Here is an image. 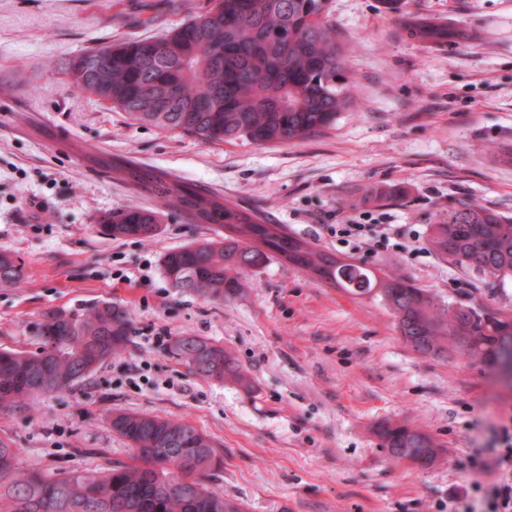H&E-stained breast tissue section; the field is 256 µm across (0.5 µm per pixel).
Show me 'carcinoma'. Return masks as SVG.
I'll list each match as a JSON object with an SVG mask.
<instances>
[{
    "mask_svg": "<svg viewBox=\"0 0 512 512\" xmlns=\"http://www.w3.org/2000/svg\"><path fill=\"white\" fill-rule=\"evenodd\" d=\"M213 6L160 39L106 43L74 57L67 76L74 88L107 100L131 120L206 140L276 146L303 141L332 127L350 106L343 51L329 19L328 0H212ZM403 26L425 46L448 42V25L418 16ZM165 51L155 52L157 43ZM105 67L102 76L77 75L84 59ZM165 95L168 111L148 102ZM94 166L121 175L138 193L176 208L194 224H217L224 235L166 253L163 272L173 287L205 299H227L244 288L242 275L275 259L312 278L359 295L372 292L367 265H336V255L288 234L281 224L129 159L88 153ZM111 237H151L158 213L128 208L99 220ZM431 249L472 265L500 282L512 280V217L462 201L429 227ZM23 269L0 250V288L20 284ZM378 297L399 334L423 356L452 349L486 367L512 357V314L466 301L438 302L402 276L383 275ZM128 311L110 301L81 314L51 311L38 330L35 351L0 350V409L32 406L68 390L123 352L130 341ZM171 353L198 376L246 387L248 378L219 342L178 336ZM111 428L131 446L135 463L114 461L104 470H23L17 450L0 445V512H240L213 491L209 479L224 469V449L193 425L151 415L112 414ZM394 459L439 453L426 431L395 421L375 429Z\"/></svg>",
    "mask_w": 512,
    "mask_h": 512,
    "instance_id": "cac0c4a2",
    "label": "carcinoma"
}]
</instances>
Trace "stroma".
<instances>
[{"label": "stroma", "mask_w": 512, "mask_h": 512, "mask_svg": "<svg viewBox=\"0 0 512 512\" xmlns=\"http://www.w3.org/2000/svg\"><path fill=\"white\" fill-rule=\"evenodd\" d=\"M209 0H0V250L23 266L0 288V348L32 351L47 312L124 306L130 342L74 389L0 410V444L24 467L95 469L131 461L110 427L126 411L191 423L224 450L211 486L241 512H453L480 502L492 476L512 386L482 365L426 357L400 336L374 294L358 295L277 261L245 272L244 291L207 301L172 288L170 250L215 237L175 208L91 167L71 149L135 160L245 207L321 249L403 275L437 297L512 312L499 284L432 251L430 224L461 201L512 216V0H330L346 49L354 105L303 141L261 146L207 141L132 121L77 92L68 62L93 46L157 37ZM459 30L424 47L402 13ZM158 211L150 238L99 234L104 214ZM398 224L401 237L367 250L339 224ZM223 343L250 388L194 375L169 341ZM415 425L442 446L421 469L389 458L384 420Z\"/></svg>", "instance_id": "stroma-1"}]
</instances>
